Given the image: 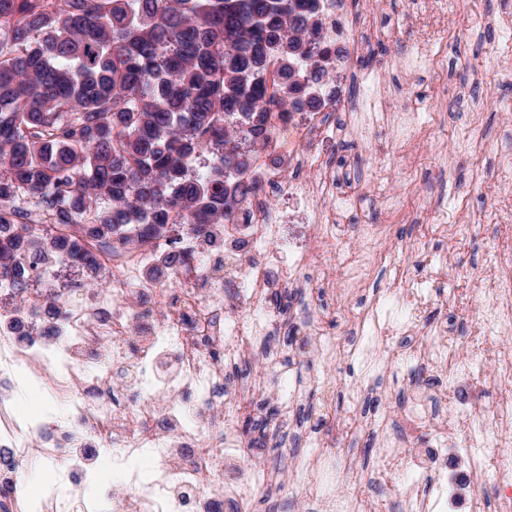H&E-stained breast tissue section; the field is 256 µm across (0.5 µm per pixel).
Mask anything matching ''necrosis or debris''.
<instances>
[{
  "label": "necrosis or debris",
  "instance_id": "obj_1",
  "mask_svg": "<svg viewBox=\"0 0 512 512\" xmlns=\"http://www.w3.org/2000/svg\"><path fill=\"white\" fill-rule=\"evenodd\" d=\"M343 5L320 0L329 38L357 34L364 42L373 41L366 0H350L347 14ZM345 66L355 77L351 92L329 93L318 110L276 113L278 137L269 144L268 157L256 162V191L226 222L223 258L204 273L195 265L183 269L175 293L156 287L149 303L140 301L143 269L157 254L153 247L133 255L100 253L112 277L109 293L71 297L63 315L44 327L27 313L25 294L0 285V512H95L72 461L73 449L87 445L101 452L150 448L155 453L157 469L140 489L114 488L118 512H220L225 494L243 502L261 489L255 469L233 466L229 456L230 450L248 444L238 422L250 403L240 392L225 393V362L253 354L258 336L293 323V313L283 310L275 296L297 287L307 269L316 268L327 286L342 284L347 294L365 287L383 260L379 244L390 237L401 212L390 204L388 223L357 225L354 248L336 231L340 216L360 202L355 193L339 189L332 155L346 129L336 115L356 112L371 126L383 109L381 71L372 57L358 53ZM395 130L410 155L434 136L433 123L423 119L416 101ZM286 137L301 144L299 152L287 153L288 164L307 172V181L286 179L270 161L285 153ZM272 193L283 196L280 208L268 206ZM405 269V262H395L376 307L396 313L400 333L433 336L419 359L441 377L442 397L450 398L462 377L478 375L487 363L494 366L497 383L512 389V348L501 343L512 335V247L497 243L488 248L480 278L482 311L463 343L449 335L447 323L426 322L436 301L431 289L407 280ZM96 345L103 355L93 365L89 351ZM22 376L69 399L67 420L36 425L16 415L13 391ZM160 392L168 397L161 408L153 403ZM220 401L225 417L219 425L212 411ZM466 415L457 410L433 429L427 405L414 402L405 417L406 432L432 430L435 445L402 469L395 465L401 440L380 439L378 479L397 491L401 512H435L437 502L419 478L433 467H447L445 444L450 440L472 463L469 481L477 490L469 512H512V459L499 452L512 439V398L500 399L487 412V428L462 426ZM35 439L42 458L64 466L63 486L39 500L28 497L21 471ZM486 481L495 498L480 491Z\"/></svg>",
  "mask_w": 512,
  "mask_h": 512
}]
</instances>
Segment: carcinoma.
<instances>
[{
    "instance_id": "carcinoma-1",
    "label": "carcinoma",
    "mask_w": 512,
    "mask_h": 512,
    "mask_svg": "<svg viewBox=\"0 0 512 512\" xmlns=\"http://www.w3.org/2000/svg\"><path fill=\"white\" fill-rule=\"evenodd\" d=\"M330 54L319 0H0V277L28 289L26 260L96 279L95 248L157 241L154 274L177 277L185 232L216 245L254 188L269 104L321 105ZM24 196L77 233L7 222Z\"/></svg>"
}]
</instances>
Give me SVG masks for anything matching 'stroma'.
Segmentation results:
<instances>
[{
	"mask_svg": "<svg viewBox=\"0 0 512 512\" xmlns=\"http://www.w3.org/2000/svg\"><path fill=\"white\" fill-rule=\"evenodd\" d=\"M447 13L433 14L428 0H383L372 17V25L383 40L373 54L380 61L384 85L391 106L408 98L424 99L437 128L434 140L417 156H407L386 132L381 147L369 139L352 135L336 148L333 162L346 171L362 191L365 203L350 216L351 224L383 223L385 215L380 193L403 198L404 219L395 225L391 239L382 249L404 244L425 243L430 261L447 262L449 287L458 289L456 305L436 310L433 319L447 322L457 337L470 336L480 314L481 299L473 278L480 271L484 255L496 242L512 244V222L495 223L491 210L512 203V177L505 174L503 160L512 156V82L499 81L495 72L460 82V72L473 65L485 51H493L502 65L512 66V39L501 38L487 26L488 16L497 14V0H447ZM431 53L435 63L408 73L398 65L409 54ZM387 153L392 180L379 187L375 170L380 153ZM442 175V201L457 208L473 231L464 241L439 237L435 228L416 223V210L427 197L428 173ZM429 261V262H430ZM283 296L306 326L318 313L337 307L335 291L312 295L292 289ZM349 332L336 335L339 349L334 358L316 355L308 336L274 332L259 340L258 354L224 365V387L231 390L255 376L265 387L251 401V420L265 424L268 435L239 452L240 461L257 467L273 483L270 490L257 493L244 504L224 501L223 512H328L335 495L364 491L377 512H398V498L388 487L374 481L379 459L373 447L376 424L399 430L408 406L419 395L433 393L436 378L426 369L410 374L414 357L427 350L428 336H392L376 340L375 364L363 367L353 353ZM335 377L333 393H323L317 376ZM480 392L479 414L469 419L472 427L484 425L483 415L501 397L493 372H486L481 387L461 380L455 401ZM455 401H440L433 416L441 420L454 411ZM15 408L37 421L64 420L65 405L45 387L18 386ZM288 405V419L277 423L269 411ZM321 441V462L311 484L299 482L294 466L306 463L310 439ZM92 460V475L85 492L105 496L122 472L124 451L120 448L101 457L84 449Z\"/></svg>",
	"mask_w": 512,
	"mask_h": 512,
	"instance_id": "obj_1",
	"label": "stroma"
}]
</instances>
